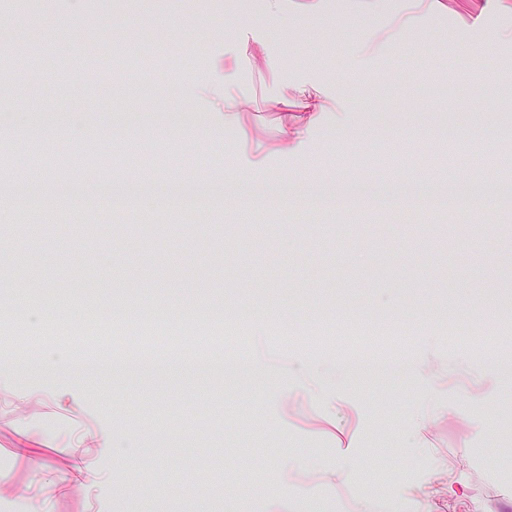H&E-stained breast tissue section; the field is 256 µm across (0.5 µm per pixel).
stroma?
Returning a JSON list of instances; mask_svg holds the SVG:
<instances>
[{"label":"stroma","mask_w":512,"mask_h":512,"mask_svg":"<svg viewBox=\"0 0 512 512\" xmlns=\"http://www.w3.org/2000/svg\"><path fill=\"white\" fill-rule=\"evenodd\" d=\"M89 0H14L0 31L29 58L35 125L78 115L111 123L86 140L43 136L51 176L93 185L150 178L224 185L223 208L142 222L64 201L38 234L0 222V321L42 305L67 328L142 320L241 328L217 348L227 371L172 363L146 375L73 357L45 370L25 331L0 346V504L31 512H512V348L476 336L512 318V175L480 165L512 147V0H111L112 55L147 53L160 72L136 90L98 89L59 70L57 46L95 44ZM368 69L352 55L366 34ZM482 62L481 91H461ZM227 81L235 114L213 91ZM480 123L462 127V115ZM249 181H239V174ZM432 187L481 179L493 195L468 222L444 199L412 196L405 220L361 223L330 197L370 177ZM392 332L372 345L392 376L340 371L336 333ZM263 360L278 381L251 369ZM480 400L469 397L471 386ZM176 428H169V420ZM114 447H104L102 433ZM313 473L308 483L300 474Z\"/></svg>","instance_id":"35a3bbf8"}]
</instances>
